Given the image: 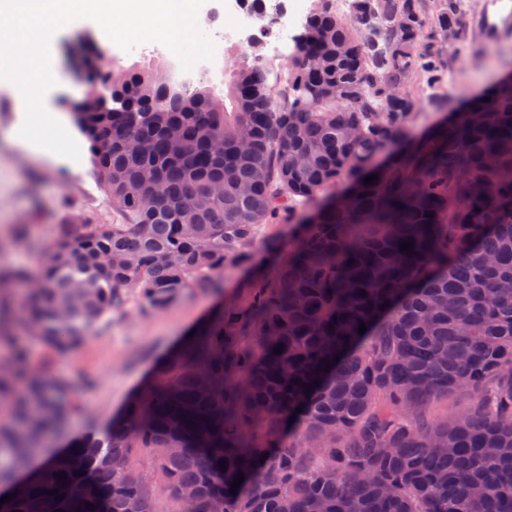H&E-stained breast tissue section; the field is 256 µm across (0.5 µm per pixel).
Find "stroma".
Masks as SVG:
<instances>
[{
  "label": "stroma",
  "instance_id": "stroma-1",
  "mask_svg": "<svg viewBox=\"0 0 512 512\" xmlns=\"http://www.w3.org/2000/svg\"><path fill=\"white\" fill-rule=\"evenodd\" d=\"M86 37L112 59L114 67L129 70L150 60L174 61L163 44L152 42L130 52L114 44L97 24L87 18L74 20L58 30L50 41L63 85L48 97L50 111L62 112L67 102L84 96L79 37ZM512 72V38L490 43L485 53L449 57L442 93L448 109L456 110L472 97L487 92L504 74ZM24 105L14 91L0 87V268L22 267L36 272L42 252L52 240L62 218H77L96 224L120 223L111 197L99 181L89 153L77 165L59 168L37 163L8 138ZM295 227L277 224L260 234L248 260L228 267L224 290L218 295H190L168 310L145 313L132 310L96 332L80 349L65 357L55 356L30 337H23L33 366L88 377L91 386L82 397L86 412L73 418L54 450L66 449L70 441L93 430L106 428L128 401L155 375L156 367L178 344L221 306L242 301L244 286L256 275L272 273L278 252L270 243L287 250Z\"/></svg>",
  "mask_w": 512,
  "mask_h": 512
}]
</instances>
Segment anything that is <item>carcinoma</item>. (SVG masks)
<instances>
[{
  "instance_id": "cac0c4a2",
  "label": "carcinoma",
  "mask_w": 512,
  "mask_h": 512,
  "mask_svg": "<svg viewBox=\"0 0 512 512\" xmlns=\"http://www.w3.org/2000/svg\"><path fill=\"white\" fill-rule=\"evenodd\" d=\"M459 10L349 0L341 15L322 0L287 74L259 40L238 45L252 61L230 108L170 65L123 75L85 54L73 120L123 223L65 219L36 275L0 269L1 341L20 327L71 354L133 302L161 312L220 291L260 229L297 232L102 436L37 468L86 382L14 345L0 512H161L155 484L167 512H512V85L410 137L419 77L444 106L447 46L469 38ZM341 183L347 202L296 221ZM7 282L34 286L17 301ZM456 391L471 404L430 417Z\"/></svg>"
}]
</instances>
